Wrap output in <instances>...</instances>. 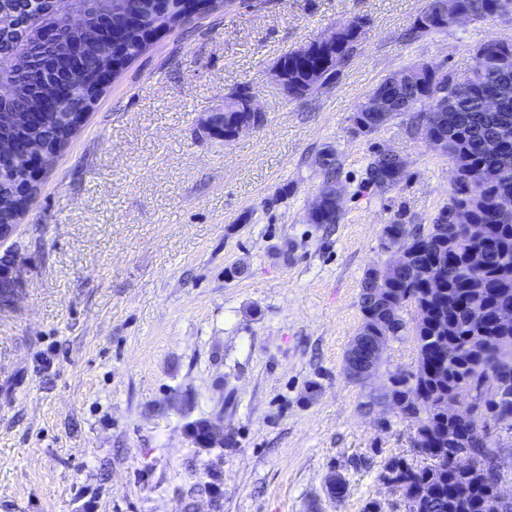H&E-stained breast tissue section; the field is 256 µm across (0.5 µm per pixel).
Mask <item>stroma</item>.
<instances>
[{"mask_svg": "<svg viewBox=\"0 0 512 512\" xmlns=\"http://www.w3.org/2000/svg\"><path fill=\"white\" fill-rule=\"evenodd\" d=\"M428 0H230L152 41L49 163L0 262L19 286L0 303V512H404L378 479L415 460L414 428L373 408L390 375L416 367L391 340L356 385L343 360L362 322L386 224L427 228L452 187L447 155L412 115L358 134L357 105L388 75L429 64L465 80L512 14L412 35ZM360 21L333 83L293 98L280 59ZM249 86L263 123L229 144L204 113ZM334 150L338 223H310ZM407 163L397 186L366 182L378 150ZM224 429L193 443L188 425ZM367 460L362 469L352 460ZM345 497L326 495L331 471Z\"/></svg>", "mask_w": 512, "mask_h": 512, "instance_id": "35a3bbf8", "label": "stroma"}]
</instances>
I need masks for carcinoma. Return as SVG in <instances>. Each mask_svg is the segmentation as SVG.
Wrapping results in <instances>:
<instances>
[{
    "instance_id": "1",
    "label": "carcinoma",
    "mask_w": 512,
    "mask_h": 512,
    "mask_svg": "<svg viewBox=\"0 0 512 512\" xmlns=\"http://www.w3.org/2000/svg\"><path fill=\"white\" fill-rule=\"evenodd\" d=\"M457 9L485 20L504 14L502 7L512 0H455ZM216 0H138L137 26L125 27L126 16H112L114 41L99 34L96 24L86 29L83 40L85 68L74 74V86L82 91L86 103L103 91L94 76L112 69L117 74L139 56L157 33L182 22L188 16L213 7ZM51 21L31 10L30 45L35 54L48 46L66 55L63 45L45 32ZM318 58L303 61L283 56L280 63L288 77L297 84L307 82L306 69L316 66ZM30 68L9 49L0 53V71L18 77L19 105L26 112H36L39 119L26 124L14 111L0 112V136H24L47 143L48 152L59 150L80 125V114L68 123L59 113L45 108L42 87L22 74ZM476 80L465 84L446 73L436 72L431 82L420 87L404 86L398 95L408 105L395 110V119L413 111L424 98L441 94L448 98V111L419 113L427 130L448 140V159L459 177L452 187L454 207L461 210L459 223L448 222L447 207L439 210L427 229L393 221L383 228V235L410 254L406 264L394 272L387 285L390 306L369 305L366 291L360 294L361 313L373 312L375 322L395 325L391 336L398 338L406 330L403 316L412 307L416 369L390 378L389 395L400 404V414L415 426L414 451L423 463L414 465L401 457L384 461L380 475L389 474L402 482L409 497L429 486L435 506L408 502L406 512H494L490 499L496 484L505 475L491 450V440L480 444L471 438L475 427L512 431V322H501L498 313L512 308V215L501 208V200L512 197V40L491 38L477 50ZM508 89L501 98L500 111L483 112L486 100ZM387 161L374 157L366 174L367 184L388 188L400 183L386 178ZM325 179L338 178L340 163L330 149L322 154ZM474 170L487 174L476 192L468 189L465 179ZM26 183V172L19 166L0 171V227L16 223L23 206L37 193L35 185L19 194ZM463 386L477 392L479 403L450 417L442 408L448 399L460 394ZM468 451L491 462L485 471H461L450 464L448 452Z\"/></svg>"
}]
</instances>
